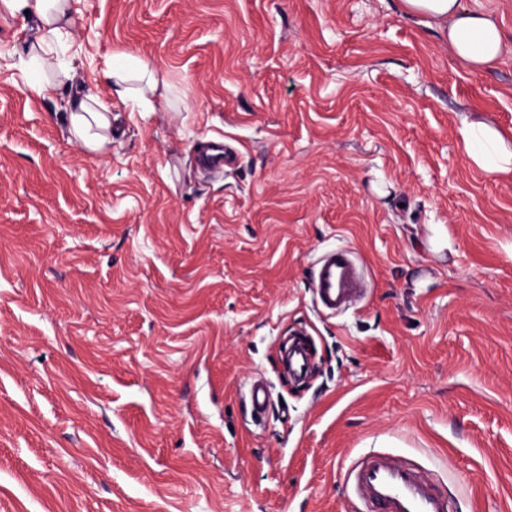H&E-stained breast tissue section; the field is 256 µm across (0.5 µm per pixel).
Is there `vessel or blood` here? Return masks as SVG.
Segmentation results:
<instances>
[{
  "label": "vessel or blood",
  "instance_id": "vessel-or-blood-1",
  "mask_svg": "<svg viewBox=\"0 0 512 512\" xmlns=\"http://www.w3.org/2000/svg\"><path fill=\"white\" fill-rule=\"evenodd\" d=\"M310 282L316 302L331 313L355 304L364 294L362 267L347 249L324 254L313 265ZM345 478L364 512H453L424 469L388 452L357 460Z\"/></svg>",
  "mask_w": 512,
  "mask_h": 512
}]
</instances>
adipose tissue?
Instances as JSON below:
<instances>
[{
  "label": "adipose tissue",
  "mask_w": 512,
  "mask_h": 512,
  "mask_svg": "<svg viewBox=\"0 0 512 512\" xmlns=\"http://www.w3.org/2000/svg\"><path fill=\"white\" fill-rule=\"evenodd\" d=\"M11 12L29 11L41 26L35 41L27 48V69L34 78L28 89L43 97L60 84L75 88V99L65 120L72 137L98 150L112 140V110L109 103L77 86L75 76L80 50L70 39V0H0ZM409 15L426 18L440 30L449 50L475 69L489 68L502 56L504 42L500 28L487 14L466 11L460 0H400ZM104 77L120 99H130L143 111L155 109L152 97L157 89L149 62L125 55L119 65L109 66ZM464 152L479 166L491 172L512 173V150L493 127L478 122L460 130Z\"/></svg>",
  "instance_id": "obj_1"
}]
</instances>
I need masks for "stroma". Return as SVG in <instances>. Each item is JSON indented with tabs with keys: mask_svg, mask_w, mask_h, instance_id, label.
Listing matches in <instances>:
<instances>
[{
	"mask_svg": "<svg viewBox=\"0 0 512 512\" xmlns=\"http://www.w3.org/2000/svg\"><path fill=\"white\" fill-rule=\"evenodd\" d=\"M71 8L119 131L98 152L67 90L24 84L37 18L0 7V512H354L343 476L372 450L458 512H512V173L459 145L466 119L512 144V50L470 70L399 0ZM123 53L167 105L114 98ZM205 141L234 164L203 172ZM339 247L366 294L326 315L309 271Z\"/></svg>",
	"mask_w": 512,
	"mask_h": 512,
	"instance_id": "35a3bbf8",
	"label": "stroma"
}]
</instances>
